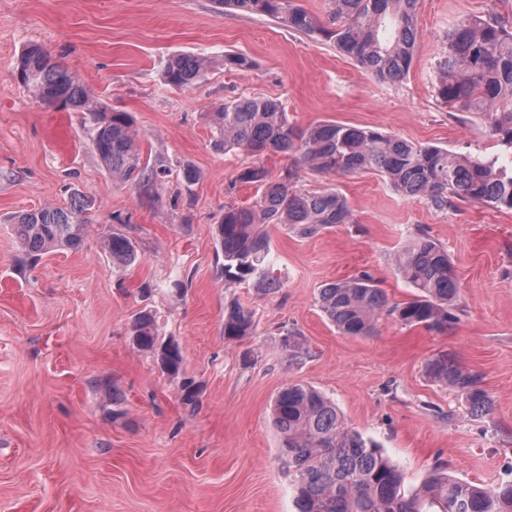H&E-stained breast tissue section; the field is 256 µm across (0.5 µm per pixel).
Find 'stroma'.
<instances>
[{"label": "stroma", "mask_w": 512, "mask_h": 512, "mask_svg": "<svg viewBox=\"0 0 512 512\" xmlns=\"http://www.w3.org/2000/svg\"><path fill=\"white\" fill-rule=\"evenodd\" d=\"M491 12L512 23V0H420L413 64L388 83L325 38L215 0H0V512H295L270 416L278 391L295 383L331 398L347 428L376 442L405 492L440 464L474 485L512 480V210L440 211L372 173L304 168L301 186L340 191L353 223L312 237L269 225L278 290L228 286L217 224L225 205L260 195L240 174L261 165L276 175L296 159L218 150L209 118L225 97L263 96L302 128L338 122L493 156L500 147L488 128L435 92L449 26ZM30 43L90 97L133 115L144 160L168 171L150 194L112 177L86 114L46 104L15 77ZM179 53L213 60L185 89L162 75ZM228 53L248 55L253 68L226 70ZM187 166L199 174L190 184L181 180ZM77 191L93 204L80 247L29 265L9 216L69 207ZM111 233L135 242L138 266L113 264L101 247ZM420 235L454 265L451 328L384 316L372 335L340 333L318 304L320 289L366 273L390 302L412 299L394 257ZM234 302L253 312L256 331L230 341L224 310ZM145 308L160 336L183 346L181 379L133 347L130 323ZM292 331L309 348L294 365L283 345ZM442 352L482 375L490 415L468 416L457 391L427 378L426 362ZM185 378L198 389L196 406L182 401Z\"/></svg>", "instance_id": "obj_1"}]
</instances>
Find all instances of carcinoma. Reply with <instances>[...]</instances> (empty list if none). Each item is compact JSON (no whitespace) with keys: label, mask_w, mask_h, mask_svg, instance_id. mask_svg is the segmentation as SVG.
Instances as JSON below:
<instances>
[{"label":"carcinoma","mask_w":512,"mask_h":512,"mask_svg":"<svg viewBox=\"0 0 512 512\" xmlns=\"http://www.w3.org/2000/svg\"><path fill=\"white\" fill-rule=\"evenodd\" d=\"M228 9L268 17L305 35H320L336 52L366 68L380 82H400L409 73L419 39V0H326L329 26L321 25L297 0H218ZM224 67L248 70L250 57L224 55ZM207 58L176 54L163 66L165 82L186 88L204 76ZM17 78L52 106L87 112L94 126L92 147L112 176L148 191L166 170L142 164L133 117L128 112L94 105L83 85L58 63L50 62L38 45L21 53ZM437 99L449 108L483 122L507 156H512V26L494 14L458 20L446 34L436 65ZM219 137L216 146L246 153L297 154L319 173L345 175L371 172L385 178L405 198H423L445 210L453 201L512 210V165L498 158L461 155L446 147L416 144L376 130L321 122L301 129L271 98L226 97L211 113ZM300 175L291 165L269 180L261 166L245 169L239 181L256 184L261 195L247 208L224 207L217 241L224 262L221 274L228 285L251 280L269 293L280 282L267 266L266 227L285 224L302 236H315L337 224L352 223L346 197L334 189L302 191ZM92 203L73 194L66 208L43 207L13 217V231L25 256L37 261L61 248L83 241ZM103 245L119 267L129 268L140 257L132 239L112 233ZM403 278L418 290L411 300L389 305L383 289L368 275L339 280L320 289L322 312L348 336L374 332L386 313L410 326L444 332L454 320L451 308L459 284L448 252L425 236L414 239L396 257ZM253 313L234 304L224 311V337L237 339L254 332ZM133 345L151 353L173 375L181 373L180 346L158 336L148 310L131 321ZM288 363L308 353L302 336L283 339ZM429 379L459 392L465 412L487 416L492 400L482 375L465 370L457 358L441 353L425 366ZM273 424L280 453L292 476L298 512H512V481L481 487L454 478L440 468L420 489L407 494L399 468L375 444L345 427L336 404L311 386L288 384L275 396Z\"/></svg>","instance_id":"1"}]
</instances>
